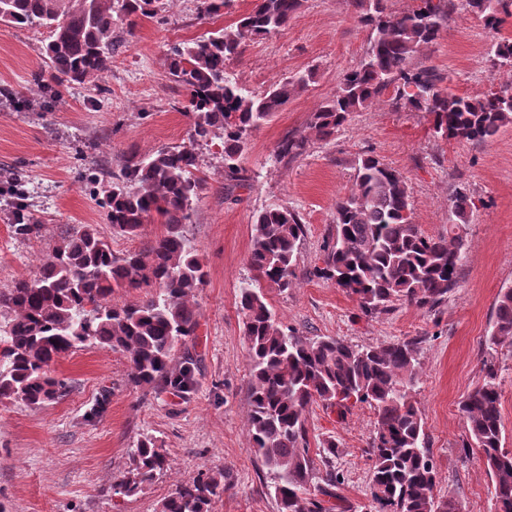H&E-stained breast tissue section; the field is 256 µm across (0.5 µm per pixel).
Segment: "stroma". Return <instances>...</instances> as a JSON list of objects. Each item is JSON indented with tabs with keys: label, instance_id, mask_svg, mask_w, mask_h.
<instances>
[{
	"label": "stroma",
	"instance_id": "1",
	"mask_svg": "<svg viewBox=\"0 0 512 512\" xmlns=\"http://www.w3.org/2000/svg\"><path fill=\"white\" fill-rule=\"evenodd\" d=\"M250 7L251 0H230L221 15L206 18L197 0H169L163 22L143 21L132 33L116 23L109 70L102 78L62 87L57 98L35 81L44 68L47 31L0 25V166L11 164L26 174L18 184L0 180V289L38 276L65 229L93 224L110 236L96 196L83 188L81 171L116 172L130 153L188 144L186 93L169 78L166 55L174 45L231 27ZM368 36L348 0H301L285 28L228 61L229 75L256 94L299 72L311 69L315 76L252 132L240 160L248 187L228 189L220 142L196 147L203 184L185 232L207 271L195 294L199 390L183 401L133 387L118 352L84 349L63 356L55 370L69 384L67 396L40 407L0 404L5 512H160L176 485L201 472L224 476L227 490L213 512H277L267 470L246 430L247 343L238 307L240 288L252 275L255 216L272 204L299 212L305 226L294 287L266 292L277 317L303 335L333 336L359 347L418 339L415 398L440 477L437 493L460 501L465 512H492V480L477 449L468 445L458 406L483 381L482 342L500 289L512 287V124L485 144L443 140L434 136L428 113L397 108L388 91L354 113L331 139L311 137L312 111L358 64ZM499 36L512 39V15L503 16L493 31L460 9L416 61L434 67L453 92L480 98L512 84V69L488 60ZM288 135L307 138L305 154L277 157V145ZM364 154L404 176L412 220L426 235L447 233L456 188L466 189L476 205L458 228L464 240L459 285L433 310L400 305L367 317L332 282L311 274L322 262L336 200L352 186L355 162ZM18 210L40 223L37 237L14 235ZM103 396V415L90 416ZM374 421L373 410L360 403L342 419L319 404L306 413L310 450L327 438L336 440L347 512L372 508L367 449ZM146 432L159 440L171 466L139 494H117L114 487L131 466L130 450Z\"/></svg>",
	"mask_w": 512,
	"mask_h": 512
}]
</instances>
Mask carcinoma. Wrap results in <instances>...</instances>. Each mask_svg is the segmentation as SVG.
<instances>
[{
    "label": "carcinoma",
    "instance_id": "1",
    "mask_svg": "<svg viewBox=\"0 0 512 512\" xmlns=\"http://www.w3.org/2000/svg\"><path fill=\"white\" fill-rule=\"evenodd\" d=\"M167 0H0V23L49 32L45 69L35 78L58 86L84 83L112 63V26L133 31L143 19L163 21ZM370 36L359 64L347 71L336 93L311 114L309 128L324 140L393 89L395 105L433 116L434 136L486 143L512 123V88L470 98L442 87L444 77L413 59L440 37L462 5L494 29L512 0H418L395 14L386 0H350ZM300 0H252L235 26L206 33L167 54L171 79L188 95L184 115L191 142L221 140L224 172L243 182L239 167L250 134L270 121L313 80L314 72L289 77L256 95L231 79L226 62L245 47L288 24ZM493 65L512 66V41L489 51ZM308 140L286 137L280 158L306 151ZM355 183L336 201L335 224L322 265L312 276L332 281L363 315L392 311L398 303L432 310L458 284L463 239L455 228L467 223L475 203L456 189L449 204L448 235L426 236L412 221L410 192L396 169L373 155L355 162ZM199 159L191 146L162 147L126 157L118 178L99 170L85 176L105 185L101 204L112 236L133 238L143 225L166 231L140 252L117 253L96 227L61 236L38 278L18 279L0 289V402L38 407L63 397L68 382L53 373L59 358L79 349L122 353L129 380L157 396L189 399L199 386L200 344L195 293L206 272L195 243L182 227L191 223L202 186ZM305 225L299 214L272 204L255 217L249 264L253 277L240 288L250 373L247 429L251 447L272 475L278 512H335L339 477L336 440L310 454L305 413L322 404L344 417L366 403L376 422L369 443L371 497L376 512H451L450 499L435 494L437 472L426 446L425 423L414 397L417 346L397 340L358 347L330 336L309 337L283 326L265 289L285 291L296 278V253ZM142 293L119 304L117 295ZM512 348V288L500 291L484 340L483 382L460 402L471 443L493 482V512H512V448L504 447L501 390L494 362ZM132 464L119 493L134 496L168 467L156 438L144 433L130 450ZM222 478L202 475L179 483L161 512H212L224 494Z\"/></svg>",
    "mask_w": 512,
    "mask_h": 512
}]
</instances>
